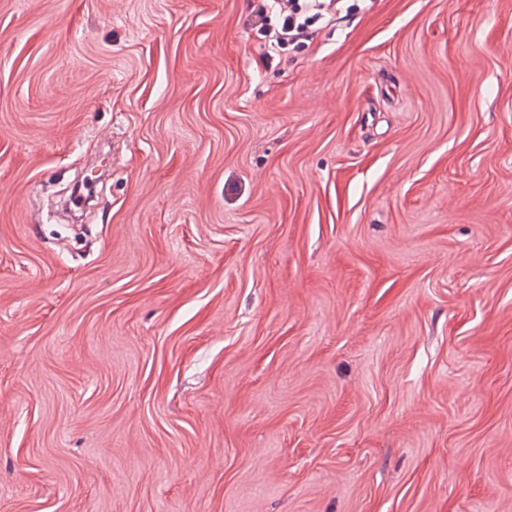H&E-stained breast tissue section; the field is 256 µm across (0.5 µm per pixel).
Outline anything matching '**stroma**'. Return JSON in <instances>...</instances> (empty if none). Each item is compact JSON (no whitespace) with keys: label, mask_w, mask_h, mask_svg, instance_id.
<instances>
[{"label":"stroma","mask_w":512,"mask_h":512,"mask_svg":"<svg viewBox=\"0 0 512 512\" xmlns=\"http://www.w3.org/2000/svg\"><path fill=\"white\" fill-rule=\"evenodd\" d=\"M277 24L0 0V512H512V0Z\"/></svg>","instance_id":"obj_1"}]
</instances>
